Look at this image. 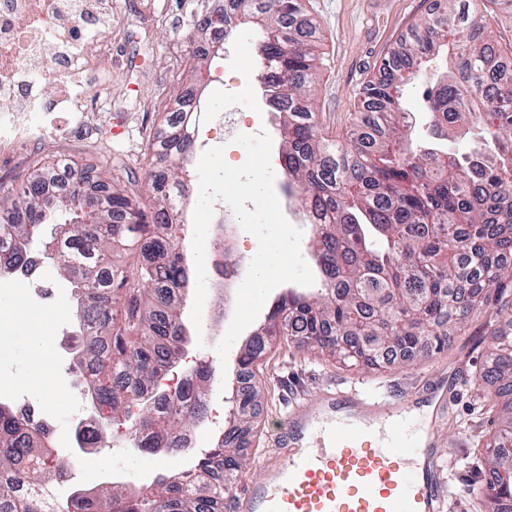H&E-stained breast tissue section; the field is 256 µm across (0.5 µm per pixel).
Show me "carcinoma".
I'll return each instance as SVG.
<instances>
[{
  "mask_svg": "<svg viewBox=\"0 0 512 512\" xmlns=\"http://www.w3.org/2000/svg\"><path fill=\"white\" fill-rule=\"evenodd\" d=\"M438 0L435 11L415 24L386 55L378 74L360 89L358 111L344 131L320 125L306 96L315 57L301 28V0H224L222 29L213 22L193 29L225 41L251 24L258 35L256 69L269 106L278 115L284 193L301 192L315 214L310 248L320 269L312 289L287 288L266 321L246 341L235 369L253 376L265 339L281 336L298 349L317 348L338 364L380 366L390 352H441L449 336L481 314L495 297L512 293V80L500 78L494 62L499 45L476 36L490 3L512 18V0H474L473 15ZM445 62L446 83L423 91L427 130L438 140L458 139L460 155L430 146L416 135L405 112L402 87ZM182 108L148 143L149 178L157 211L149 220L142 202L112 184L95 212L82 208L84 177L70 172L57 194L44 193L46 175L0 195V213L23 211L29 222L0 216V279L33 265V252L47 248L36 224L44 209H61L52 254L72 287L77 327L75 367L97 429L128 417L141 403L129 437L137 448L185 456L183 432L206 414L208 367L191 370L194 392L144 396L181 360L187 343L183 309L189 272L177 246L180 225L169 213L180 198L165 191L194 143L183 128ZM127 243L142 260L125 318L114 323L104 302L128 283L127 270L112 264L114 243ZM498 429L488 470L494 479L482 495L484 512H512V333L490 337ZM261 399L250 381L232 389L231 418L223 438L196 462L194 474L172 471L138 491L126 484L77 488L65 499L21 498L17 486L54 485L61 458L48 439L18 412L0 403V512H224L231 479L246 462L239 441Z\"/></svg>",
  "mask_w": 512,
  "mask_h": 512,
  "instance_id": "obj_1",
  "label": "carcinoma"
}]
</instances>
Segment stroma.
Wrapping results in <instances>:
<instances>
[{"label":"stroma","mask_w":512,"mask_h":512,"mask_svg":"<svg viewBox=\"0 0 512 512\" xmlns=\"http://www.w3.org/2000/svg\"><path fill=\"white\" fill-rule=\"evenodd\" d=\"M218 0H112V53L105 56L103 70L112 74V85L104 94L93 86L96 78L79 70L70 71L69 90L80 93L92 122L111 121L114 134L88 144L75 154L77 168L119 181H131V189L149 199L151 182L145 148L167 116L169 101L190 96L201 112L192 147V158L178 178L183 197L178 222L185 238L193 236V212L199 195L197 160L210 148L224 147L225 159L241 165L246 152L224 136V112L230 99H243L247 107L238 115L242 133L276 135L277 118L269 112L258 79L249 77L254 67L255 44L247 31H239L225 43L211 44L208 37L193 33L192 17L211 11ZM434 0H306V9L319 28L316 79L310 86L323 126L342 130L356 111L360 85L376 74L378 65L396 40L414 23L428 15ZM209 50L207 58L195 55L198 47ZM214 222L231 224L230 243L238 277L222 280L207 276L202 343H190L177 365L187 372L199 363L234 368L238 347L220 358L216 346L228 323L215 317L218 307L234 309L239 277L245 276L257 251L256 239L237 224L231 208L214 211ZM15 279L0 281V311L10 323L0 334V401L10 404L19 397L43 402L55 425L53 446L60 454H79L74 484L99 488L111 482L113 473L139 487L151 484L161 470L187 467L183 457L153 455L131 447L127 425L115 422L109 446L79 453L74 429L82 416V399L69 385L67 366L71 356L64 339L73 329L74 300L61 295L46 320L28 315L30 291L16 292ZM497 314L473 318L464 332L452 337L447 350L429 355L415 354L407 362L391 361L375 369L338 365L317 350L301 351L286 343L267 346L254 363L255 382L265 390L253 431L241 449L246 459L242 483L264 475V460L277 453L276 434L287 418L292 402L314 397L329 388L340 393L352 390L387 400L397 395L409 398L413 410L427 403L431 387L447 385L452 395L449 418L436 428V446L442 451V476L447 492L441 512H475L478 497L486 490L485 443L492 433L489 407L493 387L481 379L486 365L488 341L498 328ZM47 340L45 353H37L34 337ZM107 458L103 470L90 464Z\"/></svg>","instance_id":"obj_1"}]
</instances>
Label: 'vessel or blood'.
<instances>
[{"label":"vessel or blood","mask_w":512,"mask_h":512,"mask_svg":"<svg viewBox=\"0 0 512 512\" xmlns=\"http://www.w3.org/2000/svg\"><path fill=\"white\" fill-rule=\"evenodd\" d=\"M410 406L328 393L294 404L262 480L239 512H440L445 487L431 432Z\"/></svg>","instance_id":"vessel-or-blood-1"}]
</instances>
